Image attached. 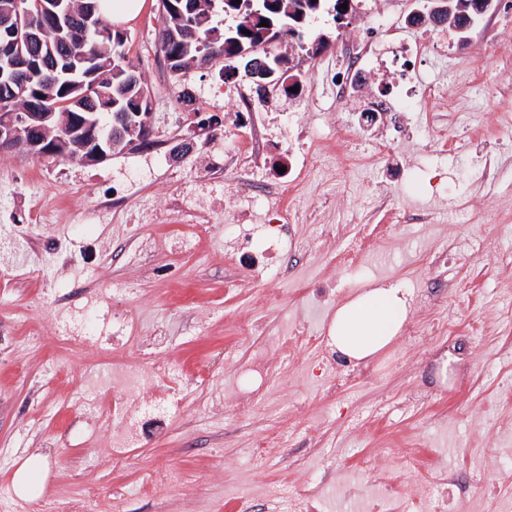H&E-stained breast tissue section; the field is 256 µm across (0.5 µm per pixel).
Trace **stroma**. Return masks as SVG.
Masks as SVG:
<instances>
[{
  "mask_svg": "<svg viewBox=\"0 0 512 512\" xmlns=\"http://www.w3.org/2000/svg\"><path fill=\"white\" fill-rule=\"evenodd\" d=\"M334 3L304 24L305 40L332 45L300 56V89L272 88L243 112L248 83L216 66L186 71L195 101L180 104L159 57L166 16L144 0L124 28L152 96L149 145L86 165L0 153V330L13 337L0 354V512H290L295 493L310 495L314 512H373L387 488L405 512L442 496L451 512H512V13L479 19L463 47L411 62L386 56L340 109L325 79L342 78L335 46L364 18L351 12L338 27ZM428 85L436 97L419 110L354 126L361 103ZM192 109L223 117V139L191 130ZM443 117L470 144L439 162L432 126ZM253 120L281 141L302 126L338 146L302 172L288 201L302 249L287 273L228 284L238 256L224 227L240 209L228 198L203 230L202 254L155 255L177 263L181 292L136 278L125 237L183 224L165 201L192 197L207 161L235 148ZM376 139L402 172L370 159ZM115 188L125 205L97 218L95 200ZM40 203L56 206L53 223L35 221ZM19 224L40 238L89 230L66 265L33 255ZM17 265L26 279L10 276ZM370 283L406 289L412 313L391 350L353 367L331 357L327 332L337 304ZM90 295L133 308L138 335L165 333L170 380L153 377L137 345L60 337L71 304ZM447 351L459 360L442 384L435 371ZM173 380L185 384L181 408L139 443L113 448V404L149 402ZM34 453L44 488L21 502L14 474ZM444 472L454 479L446 489L434 483Z\"/></svg>",
  "mask_w": 512,
  "mask_h": 512,
  "instance_id": "obj_1",
  "label": "stroma"
}]
</instances>
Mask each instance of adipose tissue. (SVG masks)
<instances>
[{
	"mask_svg": "<svg viewBox=\"0 0 512 512\" xmlns=\"http://www.w3.org/2000/svg\"><path fill=\"white\" fill-rule=\"evenodd\" d=\"M410 313V298L401 288L370 285L340 303L327 338L331 352L355 363L383 355L398 340Z\"/></svg>",
	"mask_w": 512,
	"mask_h": 512,
	"instance_id": "1",
	"label": "adipose tissue"
}]
</instances>
